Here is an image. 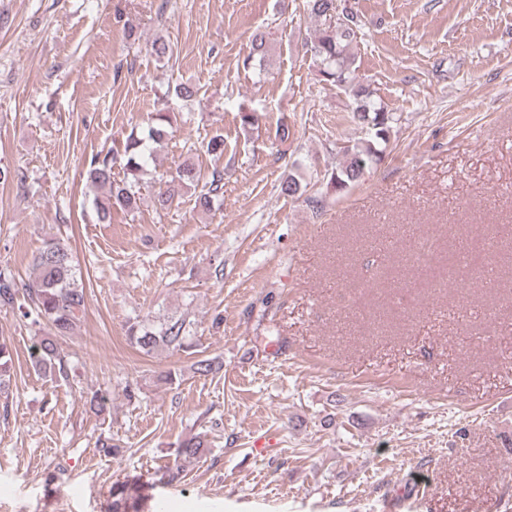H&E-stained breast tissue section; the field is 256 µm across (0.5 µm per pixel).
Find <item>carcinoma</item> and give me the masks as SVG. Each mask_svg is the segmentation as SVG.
I'll return each instance as SVG.
<instances>
[{"label": "carcinoma", "instance_id": "carcinoma-1", "mask_svg": "<svg viewBox=\"0 0 512 512\" xmlns=\"http://www.w3.org/2000/svg\"><path fill=\"white\" fill-rule=\"evenodd\" d=\"M307 7L317 18L324 17L329 24L323 28L311 45L321 82L342 87L353 99L352 117L363 130L364 141L345 149L347 160L329 174V183L343 191L357 183L374 164L381 160L389 143L390 130L395 121L382 102L373 98V92L351 82L355 56L351 51L357 39L360 20L356 15L346 17L343 24L336 23L338 0H307ZM265 40H255L252 51L243 60V67L263 66ZM172 135V118L169 112L151 113L145 127L127 137L123 153L95 156L90 160L88 178L94 185L107 188V193L95 198L98 220L111 219L112 212L130 213L139 208L140 188L137 173L150 157L153 147ZM125 170L124 179L113 177L115 165ZM201 173L193 163L185 161L176 175L164 181L165 189L159 192L157 202L164 208L172 203L184 184L199 181ZM224 171L213 169L206 182L207 191L197 198V204L210 208L211 195L222 189ZM0 308H9L32 325L46 324L52 335L41 337L33 346L32 359L36 367L59 377H68V360L58 351L56 340L69 336L81 322L86 310V292L79 283L77 272L62 242L56 238L45 241L32 257L28 280L20 281L13 271L0 266ZM191 321L184 317H169L155 327L146 321H132L127 326L128 340L149 354L158 348L188 352L193 348L190 333ZM12 350L6 340H0V395L9 392L11 385ZM206 440L198 433L179 442L177 457L184 461L197 459ZM143 485L127 481L112 485L110 512H140Z\"/></svg>", "mask_w": 512, "mask_h": 512}]
</instances>
